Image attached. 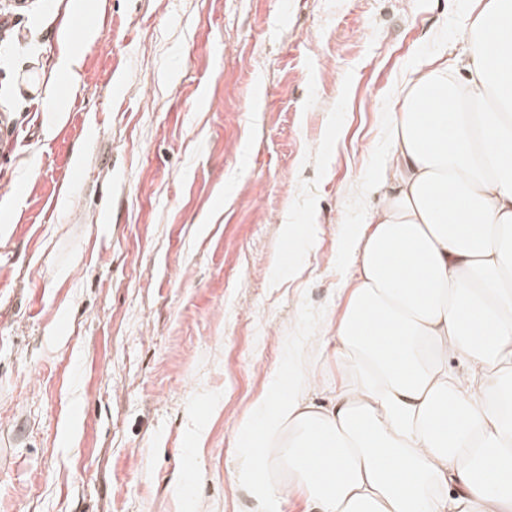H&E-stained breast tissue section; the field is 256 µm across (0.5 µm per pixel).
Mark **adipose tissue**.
<instances>
[{
  "label": "adipose tissue",
  "mask_w": 512,
  "mask_h": 512,
  "mask_svg": "<svg viewBox=\"0 0 512 512\" xmlns=\"http://www.w3.org/2000/svg\"><path fill=\"white\" fill-rule=\"evenodd\" d=\"M105 6H65L86 21L59 31L70 87ZM460 24L456 58L420 60L396 98L380 200L343 243V383L311 397L300 337L238 428L228 477L253 512H512V0Z\"/></svg>",
  "instance_id": "1"
}]
</instances>
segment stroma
Returning <instances> with one entry per match:
<instances>
[{
    "label": "stroma",
    "instance_id": "35a3bbf8",
    "mask_svg": "<svg viewBox=\"0 0 512 512\" xmlns=\"http://www.w3.org/2000/svg\"><path fill=\"white\" fill-rule=\"evenodd\" d=\"M466 7L108 0L50 139L63 4L9 17L0 512H250L237 427L299 337L316 401L339 387V241L394 97ZM42 112L46 113L44 116L45 134L51 138L58 132L63 120V113L66 112V106L58 100H49L43 105Z\"/></svg>",
    "mask_w": 512,
    "mask_h": 512
}]
</instances>
